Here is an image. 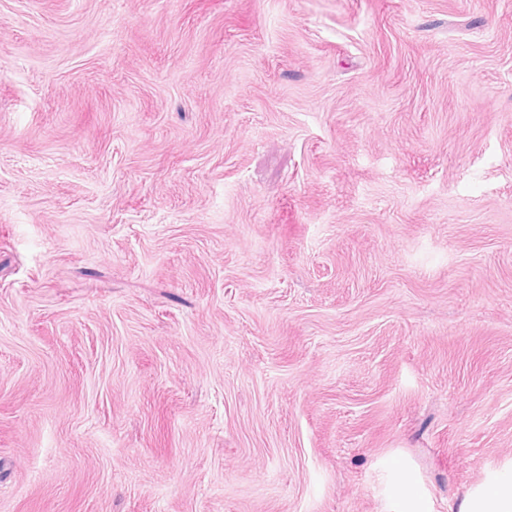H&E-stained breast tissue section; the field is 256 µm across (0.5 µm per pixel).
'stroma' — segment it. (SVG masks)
Instances as JSON below:
<instances>
[{"mask_svg": "<svg viewBox=\"0 0 512 512\" xmlns=\"http://www.w3.org/2000/svg\"><path fill=\"white\" fill-rule=\"evenodd\" d=\"M430 512L512 460V0H0V512ZM391 481L396 487L397 508L392 512H429L422 493L410 489L413 485L412 465L403 457H396L389 467Z\"/></svg>", "mask_w": 512, "mask_h": 512, "instance_id": "1", "label": "stroma"}]
</instances>
